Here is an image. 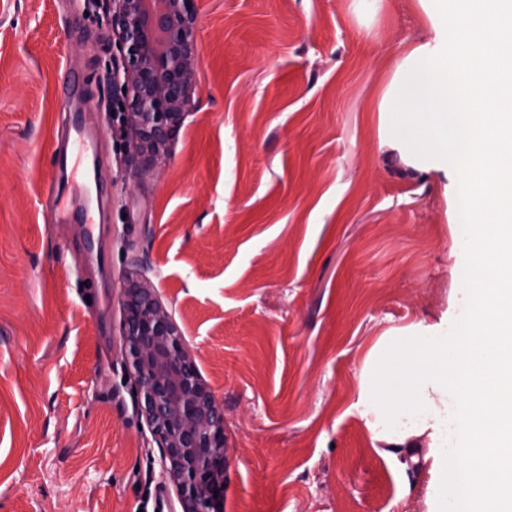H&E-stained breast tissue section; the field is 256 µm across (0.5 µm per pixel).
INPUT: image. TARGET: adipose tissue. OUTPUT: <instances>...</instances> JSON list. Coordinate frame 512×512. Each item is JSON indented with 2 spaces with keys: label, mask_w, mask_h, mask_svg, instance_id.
I'll return each instance as SVG.
<instances>
[{
  "label": "adipose tissue",
  "mask_w": 512,
  "mask_h": 512,
  "mask_svg": "<svg viewBox=\"0 0 512 512\" xmlns=\"http://www.w3.org/2000/svg\"><path fill=\"white\" fill-rule=\"evenodd\" d=\"M431 38L396 62L378 109L404 162L464 179L453 325L382 337L354 404L374 442L430 476L428 512H512V0H418ZM456 391V409L448 407ZM426 452H419V445Z\"/></svg>",
  "instance_id": "1"
}]
</instances>
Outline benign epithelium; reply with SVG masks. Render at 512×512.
I'll use <instances>...</instances> for the list:
<instances>
[{
  "instance_id": "obj_1",
  "label": "benign epithelium",
  "mask_w": 512,
  "mask_h": 512,
  "mask_svg": "<svg viewBox=\"0 0 512 512\" xmlns=\"http://www.w3.org/2000/svg\"><path fill=\"white\" fill-rule=\"evenodd\" d=\"M192 0H103L117 35L124 90L122 126L129 154L151 169L192 104ZM121 336L139 409L161 448L162 473L182 512H224V410L201 379L187 343L146 278L128 276L121 293Z\"/></svg>"
}]
</instances>
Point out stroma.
Here are the masks:
<instances>
[{"label": "stroma", "instance_id": "stroma-1", "mask_svg": "<svg viewBox=\"0 0 512 512\" xmlns=\"http://www.w3.org/2000/svg\"><path fill=\"white\" fill-rule=\"evenodd\" d=\"M190 112L153 173L105 110L110 24L84 0H0V512H178L121 357L143 267L224 410V512H427V475L354 407L381 336L455 319L459 182L382 141L416 0H193ZM85 77L109 203L43 210Z\"/></svg>", "mask_w": 512, "mask_h": 512}]
</instances>
